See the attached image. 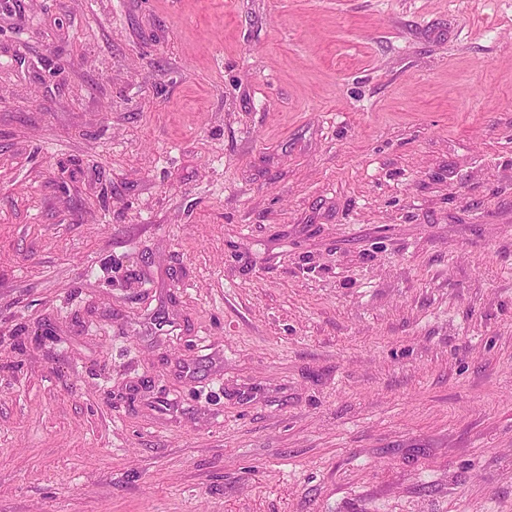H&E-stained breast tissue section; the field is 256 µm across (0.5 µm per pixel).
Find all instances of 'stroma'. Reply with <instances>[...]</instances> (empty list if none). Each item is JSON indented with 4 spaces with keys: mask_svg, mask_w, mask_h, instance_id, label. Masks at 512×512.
I'll return each mask as SVG.
<instances>
[{
    "mask_svg": "<svg viewBox=\"0 0 512 512\" xmlns=\"http://www.w3.org/2000/svg\"><path fill=\"white\" fill-rule=\"evenodd\" d=\"M0 0V512H512V0Z\"/></svg>",
    "mask_w": 512,
    "mask_h": 512,
    "instance_id": "35a3bbf8",
    "label": "stroma"
}]
</instances>
